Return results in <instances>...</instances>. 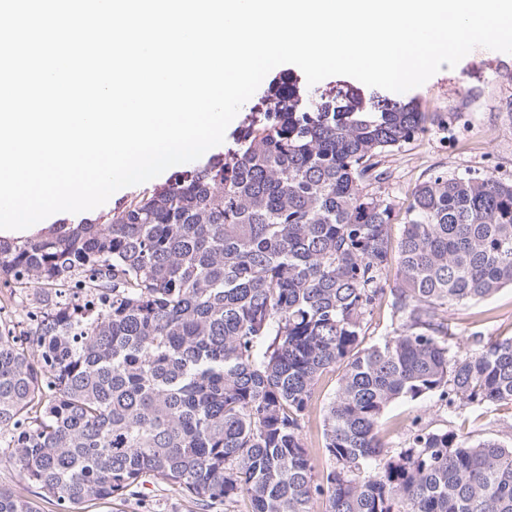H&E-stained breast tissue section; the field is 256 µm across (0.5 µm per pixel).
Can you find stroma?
Instances as JSON below:
<instances>
[{"instance_id": "35a3bbf8", "label": "stroma", "mask_w": 512, "mask_h": 512, "mask_svg": "<svg viewBox=\"0 0 512 512\" xmlns=\"http://www.w3.org/2000/svg\"><path fill=\"white\" fill-rule=\"evenodd\" d=\"M416 101L430 119L423 133L380 158L385 178L374 191L404 204L413 188L436 175L465 171L491 172L512 180V54L478 47L454 68H442L422 86L403 94ZM449 331L460 347L476 339L512 336V288L464 305L451 307ZM339 374L324 372L308 413L307 442L316 472L328 461L322 453L321 422L338 386ZM433 428L446 426L447 412L435 400L398 401L386 411L382 437L388 447H404L414 420ZM456 425L474 437L512 442V404L501 403L475 413L463 410ZM84 512H198L178 491L147 482L139 499L88 504Z\"/></svg>"}]
</instances>
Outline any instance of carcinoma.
Wrapping results in <instances>:
<instances>
[{
	"instance_id": "carcinoma-1",
	"label": "carcinoma",
	"mask_w": 512,
	"mask_h": 512,
	"mask_svg": "<svg viewBox=\"0 0 512 512\" xmlns=\"http://www.w3.org/2000/svg\"><path fill=\"white\" fill-rule=\"evenodd\" d=\"M265 103L223 159L98 219L0 237L15 307L54 298L20 324L0 306V459L58 512L150 479L206 508L512 512V445L450 425L381 438L399 400L512 402V337L462 349L447 324L512 285V181L431 177L396 236V204L368 186L426 113L291 80ZM387 295L391 335L369 344ZM334 369L318 478L306 417ZM0 512L37 508L1 486Z\"/></svg>"
}]
</instances>
